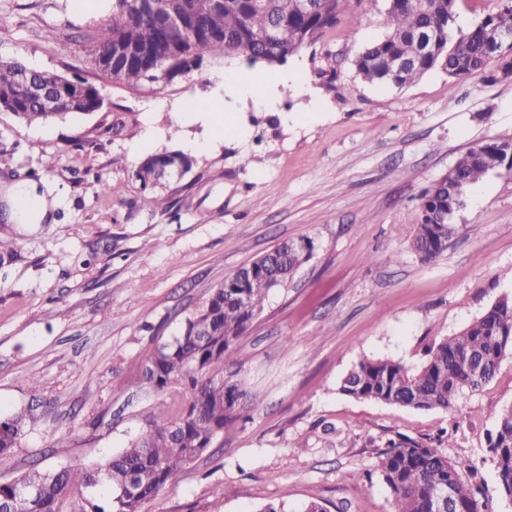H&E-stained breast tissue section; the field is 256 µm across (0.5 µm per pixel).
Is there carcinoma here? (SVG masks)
<instances>
[{
  "label": "carcinoma",
  "instance_id": "cac0c4a2",
  "mask_svg": "<svg viewBox=\"0 0 512 512\" xmlns=\"http://www.w3.org/2000/svg\"><path fill=\"white\" fill-rule=\"evenodd\" d=\"M149 0H112L107 24L84 39V53L99 80L138 87L146 82H171L200 68L205 57L223 59L247 53L253 60L281 64L322 34L357 18L344 10L345 0H173L187 29L175 32L165 17L151 10ZM389 32L367 46L355 59L356 70L370 82L403 86L424 73L440 69L461 80L488 73L497 79L501 62L512 58V45L498 42L495 32L512 29V0L464 29L457 25L458 0H386ZM402 59L396 70L391 61ZM58 79L71 88L59 107L49 112L42 97L51 93L39 72L21 59L0 60V111L28 124L65 122L99 111L100 85L86 78ZM498 140L470 147L455 163L462 181L454 209L443 223L414 225L412 247L424 261L448 248L455 216L470 187L483 176L512 172L504 164ZM193 160L180 151L145 157L134 177L142 188L162 185L161 170ZM313 251L308 237L286 241L239 268L209 290L207 298L181 323L177 335L155 342L144 365L142 383L158 396L146 427L125 449L107 462L89 468H62L26 473L19 482H35L38 491L22 500L20 512H141L173 476L211 447L215 437L242 417L248 393L238 381L224 377L226 369L243 362L241 338L259 317L268 293L288 283ZM512 352V296L503 295L458 335L431 345L416 368L388 358H363L342 379L341 393L359 400L420 410L454 407L461 393L476 392L491 383L507 353ZM25 415L0 417V454L14 448ZM487 447L496 463L501 494L512 495V405L505 407ZM379 469L393 496L392 512H487L480 491L466 484L458 466L438 446L407 436L386 443ZM132 484L135 497L120 495ZM446 487L451 505L434 497Z\"/></svg>",
  "mask_w": 512,
  "mask_h": 512
}]
</instances>
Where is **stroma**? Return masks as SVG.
I'll use <instances>...</instances> for the list:
<instances>
[{
	"mask_svg": "<svg viewBox=\"0 0 512 512\" xmlns=\"http://www.w3.org/2000/svg\"><path fill=\"white\" fill-rule=\"evenodd\" d=\"M337 25L287 59L302 87L261 102L230 98L235 133L214 137L187 101L209 102L227 65L211 59L168 84L105 82L103 108L46 126L0 112V199L17 176L52 196L49 219L14 224L0 264V415L31 412L0 482L33 469L92 466L120 452L157 397L136 381L151 338L181 322L224 278L287 239L314 252L273 289L231 368L252 399L238 424L181 469L142 512H392L378 464L387 440L441 438V452L479 488L490 512H512L486 436L512 405V355L481 391L448 411L348 397L360 359L419 365L428 346L461 332L512 295V176L468 192L447 250L411 248L422 192L475 143L512 139V82H450L432 70L398 87L365 81L353 61L389 31L385 0H347ZM112 13L76 0H0V58L91 78L82 38ZM152 126L148 150L136 134ZM192 170L148 200L134 170L146 154L184 150ZM118 183L123 194H101Z\"/></svg>",
	"mask_w": 512,
	"mask_h": 512,
	"instance_id": "35a3bbf8",
	"label": "stroma"
}]
</instances>
